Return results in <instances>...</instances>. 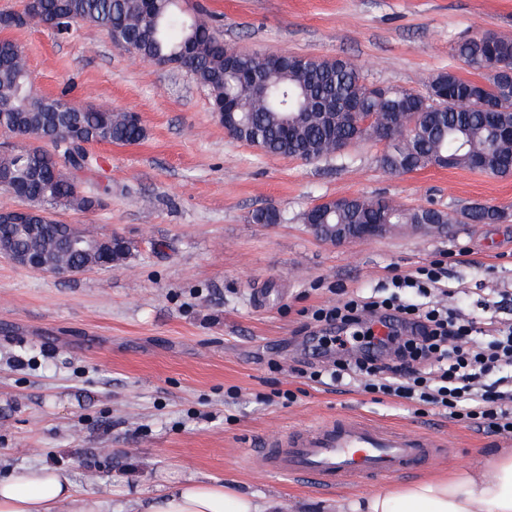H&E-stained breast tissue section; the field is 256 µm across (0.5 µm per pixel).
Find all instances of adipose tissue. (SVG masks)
<instances>
[{"instance_id":"obj_1","label":"adipose tissue","mask_w":512,"mask_h":512,"mask_svg":"<svg viewBox=\"0 0 512 512\" xmlns=\"http://www.w3.org/2000/svg\"><path fill=\"white\" fill-rule=\"evenodd\" d=\"M76 512H101L96 500H78L77 489L64 470L29 468L0 479V512H60L69 502ZM264 502L220 482L187 479L166 492L152 512H274ZM350 512H512V451H503L486 468L460 469L390 486L349 505Z\"/></svg>"}]
</instances>
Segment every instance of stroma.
I'll return each mask as SVG.
<instances>
[{
    "instance_id": "stroma-1",
    "label": "stroma",
    "mask_w": 512,
    "mask_h": 512,
    "mask_svg": "<svg viewBox=\"0 0 512 512\" xmlns=\"http://www.w3.org/2000/svg\"><path fill=\"white\" fill-rule=\"evenodd\" d=\"M226 45L247 53L352 62L367 84L423 90L428 77L473 72L456 42L484 32L512 38V0H200ZM38 91L70 89L87 107L135 112L134 145H91L99 167L86 192L102 207L59 221L125 241L109 269L32 271L0 255V478L25 468L68 471L80 497L107 512H142L188 477L227 480L278 512H336L337 503L415 480L407 473L321 490L247 464L250 450L294 426L358 414L447 435L439 475L512 448V436L462 426L415 403L337 392L297 377L325 362L308 314L386 277L445 260L443 302L473 327L512 319V176L428 167L382 169L384 145L359 142L318 161L271 156L226 134L207 90L185 71L143 61L87 25L58 36L31 23L11 30ZM405 209L502 208L496 224H409L363 242L331 243L303 221L338 197ZM272 208L276 224H258ZM294 392L283 403L276 391Z\"/></svg>"
}]
</instances>
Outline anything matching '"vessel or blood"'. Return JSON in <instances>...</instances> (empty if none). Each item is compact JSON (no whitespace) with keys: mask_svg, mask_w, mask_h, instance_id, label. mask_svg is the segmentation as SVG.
I'll return each instance as SVG.
<instances>
[{"mask_svg":"<svg viewBox=\"0 0 512 512\" xmlns=\"http://www.w3.org/2000/svg\"><path fill=\"white\" fill-rule=\"evenodd\" d=\"M448 454L445 440L340 416L265 439L251 460L266 472L325 490L390 477Z\"/></svg>","mask_w":512,"mask_h":512,"instance_id":"obj_1","label":"vessel or blood"}]
</instances>
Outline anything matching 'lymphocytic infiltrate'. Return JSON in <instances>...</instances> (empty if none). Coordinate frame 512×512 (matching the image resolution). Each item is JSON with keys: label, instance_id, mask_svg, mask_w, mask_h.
<instances>
[{"label": "lymphocytic infiltrate", "instance_id": "lymphocytic-infiltrate-1", "mask_svg": "<svg viewBox=\"0 0 512 512\" xmlns=\"http://www.w3.org/2000/svg\"><path fill=\"white\" fill-rule=\"evenodd\" d=\"M448 270L434 260L386 281V294L350 295L311 313L336 325L332 359L298 368L314 382L357 385L365 392L446 411L449 418L512 434V325L489 323L481 336L454 310L431 302ZM415 291L419 304L407 302Z\"/></svg>", "mask_w": 512, "mask_h": 512}]
</instances>
